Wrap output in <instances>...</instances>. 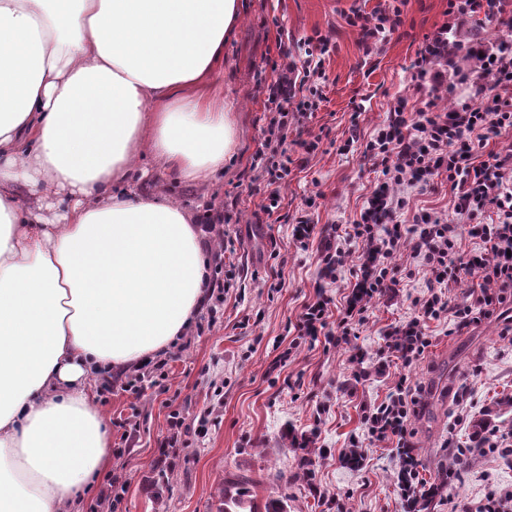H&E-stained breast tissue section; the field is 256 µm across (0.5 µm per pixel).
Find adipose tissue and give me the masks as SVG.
Listing matches in <instances>:
<instances>
[{
  "label": "adipose tissue",
  "mask_w": 512,
  "mask_h": 512,
  "mask_svg": "<svg viewBox=\"0 0 512 512\" xmlns=\"http://www.w3.org/2000/svg\"><path fill=\"white\" fill-rule=\"evenodd\" d=\"M238 19V0H0V512H70L111 461L90 374L179 342L206 300L203 226L129 178L144 157L223 169L212 81Z\"/></svg>",
  "instance_id": "ef3b65f1"
}]
</instances>
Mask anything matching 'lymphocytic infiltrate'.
I'll use <instances>...</instances> for the list:
<instances>
[{
	"label": "lymphocytic infiltrate",
	"instance_id": "obj_1",
	"mask_svg": "<svg viewBox=\"0 0 512 512\" xmlns=\"http://www.w3.org/2000/svg\"><path fill=\"white\" fill-rule=\"evenodd\" d=\"M405 4L378 0L371 11L348 15L364 55L377 53L397 30ZM477 17L495 22L502 31L496 46L461 40L464 26ZM331 51L326 37L308 38L303 61L284 58L273 64L271 81L262 89L266 124L260 180L265 212L279 206L280 189L293 163L290 146H298L304 156L320 148V138L292 140L288 133L303 131L324 102V63ZM461 51L476 57L480 66L449 76L448 62ZM412 68L415 99H398L386 120L359 144L364 159L381 166L383 182L367 197L358 219L327 229L319 275L346 284L338 326H329L332 300L324 295L306 303L294 325L298 340L351 345L365 321L367 302L396 293L400 280L391 260L403 246H410L411 260L425 274L424 289L414 312L385 331V359L370 364L362 351L352 354L358 381L385 374L387 357L405 367L424 359L433 340L430 322L451 318L462 330L512 304V147L502 153L487 149L490 139L512 128V101L503 96L512 88V0H448L445 21L425 35ZM441 88L454 96L451 108L439 107L435 92ZM461 88L468 92L463 100L456 97ZM442 175L448 178L454 212L463 216V223L427 211L416 214L412 223H402L411 196ZM489 208L495 210L496 222L479 223ZM466 238L473 240L472 249H462ZM473 271L480 273L483 288L471 290L463 302L451 303V283ZM420 394L403 376L387 400L363 405L364 439L341 451L340 463L361 469L366 445L392 441L401 512H425L435 501L449 506L450 512H512L511 490L490 493L475 507L460 495L444 494L440 485L421 476L409 444Z\"/></svg>",
	"mask_w": 512,
	"mask_h": 512
}]
</instances>
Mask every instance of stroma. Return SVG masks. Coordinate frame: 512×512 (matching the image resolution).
Instances as JSON below:
<instances>
[{"label": "stroma", "mask_w": 512, "mask_h": 512, "mask_svg": "<svg viewBox=\"0 0 512 512\" xmlns=\"http://www.w3.org/2000/svg\"><path fill=\"white\" fill-rule=\"evenodd\" d=\"M376 0H240V18L224 45V65L215 81L235 122L236 145L224 169L204 185L166 175L134 184L168 196L203 224L211 270L224 281L215 308H203L196 326L163 356L167 392L150 380L129 388L114 379L98 394L112 439L110 470L128 482L114 512H218L223 481L248 476L258 501L287 498L286 512H399L392 483V446L368 448L363 468L338 461L352 438L362 436L361 407L392 392L397 368L355 381L350 353L323 343L291 348V329L305 303L326 293L341 302L342 285L319 280L320 238L300 247L291 237L295 216L313 224H349L367 193L383 181L379 166L359 152L339 153L352 134L368 137L399 98L413 97L412 63L423 37L444 20L448 0H407L398 31L375 55L363 56L357 33L346 22L352 11H370ZM330 38L325 61L327 101L308 122L320 149L294 166L282 187L281 204L266 214L258 189L264 98L257 91L270 78L279 51L302 58L307 37ZM364 107L353 116V103ZM453 214L446 177L410 200L404 214ZM423 274L403 279L396 294L368 303L358 346L376 358L389 325L408 317L420 295ZM453 322H434L433 344L421 364L407 369L422 385L424 406L410 442L421 459L422 477L449 478L473 504L493 489H512V462L499 454L459 457L473 447L481 423L512 446V334L492 318L462 332ZM466 401L455 402L460 387ZM184 418L181 440L161 451L171 412ZM134 430H126V422ZM311 435L309 447L292 438Z\"/></svg>", "instance_id": "stroma-1"}]
</instances>
